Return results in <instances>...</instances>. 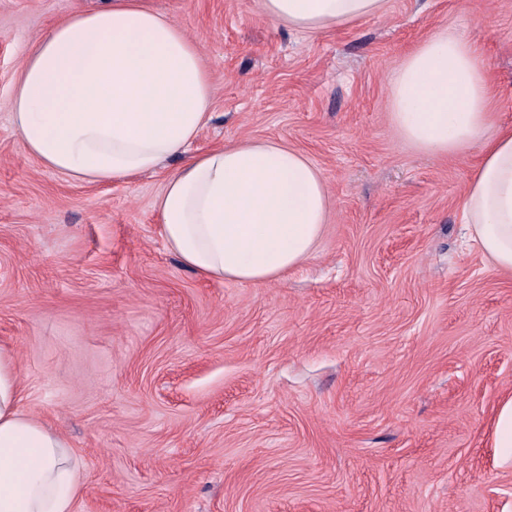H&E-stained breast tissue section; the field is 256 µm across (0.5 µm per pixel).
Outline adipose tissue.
I'll return each mask as SVG.
<instances>
[{
    "mask_svg": "<svg viewBox=\"0 0 512 512\" xmlns=\"http://www.w3.org/2000/svg\"><path fill=\"white\" fill-rule=\"evenodd\" d=\"M389 0H259L265 16L319 34L385 15ZM489 65L439 32L389 82L397 133L418 151L456 155L482 142L461 220L497 269L512 273V127L495 123ZM212 81L198 47L146 0H108L37 41L8 100L14 131L42 165L106 184L185 163L156 199L160 235L180 262L217 281L283 279L313 253L327 221L322 171L303 153L249 140L202 153ZM82 476L68 442L23 412L11 349L0 346V512H71Z\"/></svg>",
    "mask_w": 512,
    "mask_h": 512,
    "instance_id": "adipose-tissue-1",
    "label": "adipose tissue"
}]
</instances>
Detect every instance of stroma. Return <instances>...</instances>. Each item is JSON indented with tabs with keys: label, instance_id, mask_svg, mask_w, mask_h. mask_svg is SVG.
I'll list each match as a JSON object with an SVG mask.
<instances>
[{
	"label": "stroma",
	"instance_id": "35a3bbf8",
	"mask_svg": "<svg viewBox=\"0 0 512 512\" xmlns=\"http://www.w3.org/2000/svg\"><path fill=\"white\" fill-rule=\"evenodd\" d=\"M199 47L212 119L193 146L272 140L326 180L313 255L267 284L167 249L166 169L99 185L46 169L7 102L33 44L104 0H0V345L25 413L68 442L72 512H512V273L465 236L472 147L431 157L390 119L405 56L478 44L512 125V0H389L317 35L254 0H147ZM495 445L512 450V399L500 409L495 429Z\"/></svg>",
	"mask_w": 512,
	"mask_h": 512
}]
</instances>
